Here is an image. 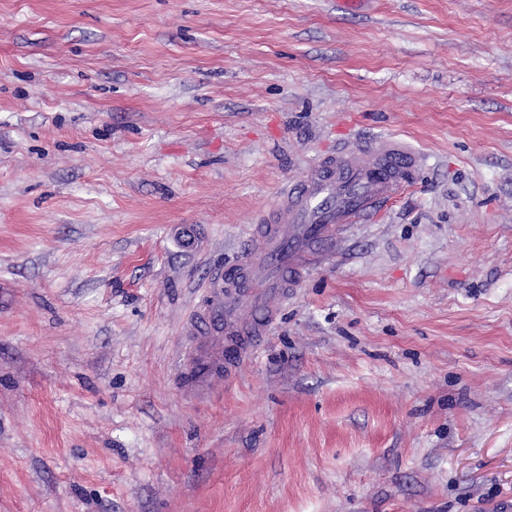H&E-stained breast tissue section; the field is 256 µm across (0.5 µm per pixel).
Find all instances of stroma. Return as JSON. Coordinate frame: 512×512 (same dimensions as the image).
Returning a JSON list of instances; mask_svg holds the SVG:
<instances>
[{"mask_svg": "<svg viewBox=\"0 0 512 512\" xmlns=\"http://www.w3.org/2000/svg\"><path fill=\"white\" fill-rule=\"evenodd\" d=\"M397 139L217 388L203 285ZM0 512H512V0H0Z\"/></svg>", "mask_w": 512, "mask_h": 512, "instance_id": "stroma-1", "label": "stroma"}]
</instances>
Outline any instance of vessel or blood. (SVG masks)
Instances as JSON below:
<instances>
[{"instance_id":"obj_1","label":"vessel or blood","mask_w":512,"mask_h":512,"mask_svg":"<svg viewBox=\"0 0 512 512\" xmlns=\"http://www.w3.org/2000/svg\"><path fill=\"white\" fill-rule=\"evenodd\" d=\"M416 157L407 144L390 140L375 163L342 151L322 157L296 183L285 185L275 208L252 225V248L204 289L196 334L187 355L186 386L222 384L266 335L278 309L324 253L336 246L340 229L382 213L415 182Z\"/></svg>"}]
</instances>
